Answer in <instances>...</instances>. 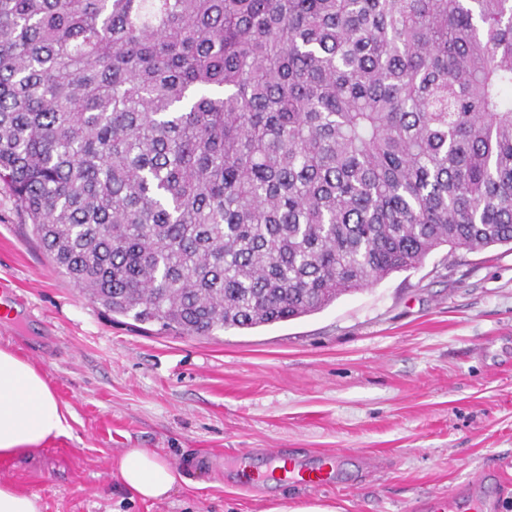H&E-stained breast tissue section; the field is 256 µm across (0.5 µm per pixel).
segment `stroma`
Segmentation results:
<instances>
[{
	"label": "stroma",
	"mask_w": 512,
	"mask_h": 512,
	"mask_svg": "<svg viewBox=\"0 0 512 512\" xmlns=\"http://www.w3.org/2000/svg\"><path fill=\"white\" fill-rule=\"evenodd\" d=\"M0 346L29 360L72 415L70 437L0 460L41 512H429L477 486L512 512V247H441L325 309L186 337L115 316L49 259L0 182ZM147 448L187 481L163 502L119 488ZM340 450L333 486L239 485L238 454Z\"/></svg>",
	"instance_id": "1"
}]
</instances>
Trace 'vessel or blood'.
I'll use <instances>...</instances> for the list:
<instances>
[{
	"label": "vessel or blood",
	"instance_id": "1",
	"mask_svg": "<svg viewBox=\"0 0 512 512\" xmlns=\"http://www.w3.org/2000/svg\"><path fill=\"white\" fill-rule=\"evenodd\" d=\"M268 463L264 469L246 467L239 473L242 483L260 484L271 481H287L311 490L332 486L343 460L341 453L322 455L311 464L299 462L293 455L280 449L267 453Z\"/></svg>",
	"mask_w": 512,
	"mask_h": 512
}]
</instances>
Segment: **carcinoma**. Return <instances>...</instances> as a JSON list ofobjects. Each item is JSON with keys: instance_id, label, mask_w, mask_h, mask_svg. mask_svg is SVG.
I'll use <instances>...</instances> for the list:
<instances>
[{"instance_id": "1", "label": "carcinoma", "mask_w": 512, "mask_h": 512, "mask_svg": "<svg viewBox=\"0 0 512 512\" xmlns=\"http://www.w3.org/2000/svg\"><path fill=\"white\" fill-rule=\"evenodd\" d=\"M0 181L181 336L512 244V0H0Z\"/></svg>"}]
</instances>
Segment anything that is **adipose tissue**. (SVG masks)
<instances>
[{"label":"adipose tissue","mask_w":512,"mask_h":512,"mask_svg":"<svg viewBox=\"0 0 512 512\" xmlns=\"http://www.w3.org/2000/svg\"><path fill=\"white\" fill-rule=\"evenodd\" d=\"M68 411L28 360L0 347V459L35 455L49 441L69 436ZM115 478L144 500L169 497L186 477L157 453L129 448L117 462Z\"/></svg>","instance_id":"adipose-tissue-1"}]
</instances>
